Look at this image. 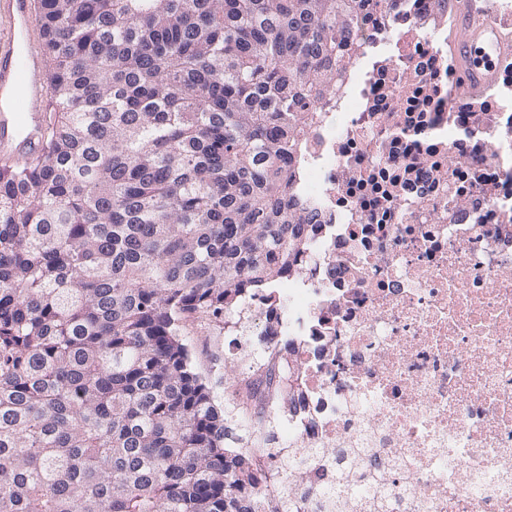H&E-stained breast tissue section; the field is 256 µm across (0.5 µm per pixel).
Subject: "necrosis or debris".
Listing matches in <instances>:
<instances>
[{"mask_svg":"<svg viewBox=\"0 0 512 512\" xmlns=\"http://www.w3.org/2000/svg\"><path fill=\"white\" fill-rule=\"evenodd\" d=\"M363 41L301 126L288 200L314 207L287 273L224 317L260 336L230 386L301 469L389 512H512V58L470 95L434 0H365Z\"/></svg>","mask_w":512,"mask_h":512,"instance_id":"1","label":"necrosis or debris"}]
</instances>
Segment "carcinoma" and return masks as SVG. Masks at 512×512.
Here are the masks:
<instances>
[{"label": "carcinoma", "instance_id": "obj_1", "mask_svg": "<svg viewBox=\"0 0 512 512\" xmlns=\"http://www.w3.org/2000/svg\"><path fill=\"white\" fill-rule=\"evenodd\" d=\"M363 0H39L45 151L0 167V512H291L185 338L288 271L300 124Z\"/></svg>", "mask_w": 512, "mask_h": 512}]
</instances>
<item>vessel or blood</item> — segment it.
<instances>
[{
	"label": "vessel or blood",
	"mask_w": 512,
	"mask_h": 512,
	"mask_svg": "<svg viewBox=\"0 0 512 512\" xmlns=\"http://www.w3.org/2000/svg\"><path fill=\"white\" fill-rule=\"evenodd\" d=\"M0 163L22 162L41 154L40 128L51 101L40 50L26 48L37 23L34 0H0ZM486 30L464 22L454 38L461 82L480 94L493 80L492 55L512 53V38L487 40Z\"/></svg>",
	"instance_id": "b4317fda"
}]
</instances>
